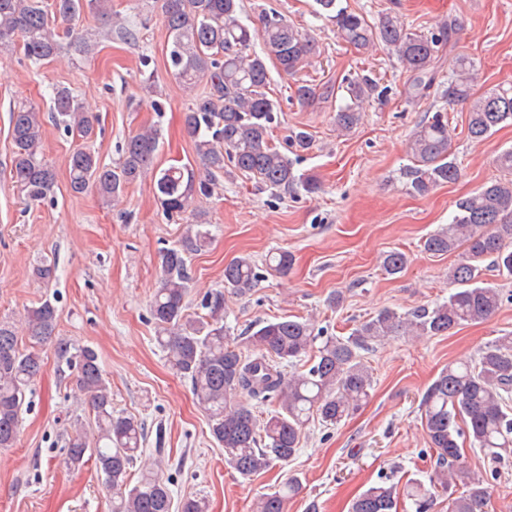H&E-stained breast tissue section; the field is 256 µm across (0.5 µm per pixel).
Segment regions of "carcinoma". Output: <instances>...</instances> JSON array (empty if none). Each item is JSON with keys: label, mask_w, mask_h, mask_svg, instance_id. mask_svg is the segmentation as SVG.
<instances>
[{"label": "carcinoma", "mask_w": 512, "mask_h": 512, "mask_svg": "<svg viewBox=\"0 0 512 512\" xmlns=\"http://www.w3.org/2000/svg\"><path fill=\"white\" fill-rule=\"evenodd\" d=\"M319 11L335 23L338 36L362 50L383 45L411 74L406 94L423 98L435 93L446 104L468 105V136L481 141L498 128L512 125V86L473 96V63L458 58L448 79L437 81L439 52L455 30L443 22L430 35L404 27L390 12L371 23L364 14L349 11L338 0H317ZM104 20L112 18V0H0V50L22 38L24 57L35 67L63 51L58 24H72L85 10ZM168 34L166 58L172 75L192 93L183 117V130L201 160L207 176L186 166L159 169L154 159L159 147L156 129L128 138L122 157L107 166L85 141L94 134L95 118L65 86L52 88L55 120L83 141L68 157L69 189L82 194L96 189L103 204L114 205L124 191L146 175L154 179L157 200L168 215L187 211L198 196L213 193L215 176L245 177L272 189L314 194L320 182L299 174L288 154L271 144L278 124L279 105L268 97V64L292 75L316 53L314 39L288 23L277 10H262L259 28L241 22L240 0H162ZM261 41V51L252 49ZM346 102L335 115L336 129L352 131L364 106L388 89L368 76L347 81ZM46 134L40 108L23 104L11 115V178L32 200L50 195L57 172L41 156ZM305 131L287 136L293 152L310 147ZM451 136L442 111L422 121L412 134L407 153L412 164L403 168L409 190L425 196L438 186L453 183L460 169L451 159ZM507 180L484 184L459 199L456 211L425 238L424 251L433 256L456 255L448 267L454 286L448 299L412 313L385 308L357 326L350 336L326 337L315 354L318 339L309 320H260L244 337L250 353L241 351L238 338L224 324V292L251 293L265 273L287 275L293 263L286 250L272 252L258 265L246 254L224 266V288L203 295L205 314H186L190 280L188 260L211 240L208 224L187 227L180 241L159 255L160 285L150 304L156 341L170 368L190 383L195 402L205 412L210 434L224 448V461L244 478L260 474L275 461L287 462L299 450L303 430L312 420L336 426L366 404L372 374L361 352L398 332L406 336H444L464 324L479 323L501 304L500 289L482 279L489 263L512 275V148L496 159ZM407 265L405 254L390 251L382 261L393 276ZM58 312L48 299L27 310L24 325L30 345L22 348L15 326L0 321V448L15 445L20 418L31 383L40 375V346L54 339ZM59 358L74 372L79 390L94 412V434L80 428L68 441L65 464L78 469L85 457L94 459L97 471L112 495V512H172V491L155 469L131 473L142 453L144 427L137 419L112 410V392L97 352L56 341ZM290 371H284V368ZM247 397L245 403L241 397ZM276 401L277 409L262 417L256 407ZM421 421L436 464L433 485L448 490L466 472L459 440L495 459L512 453V333L487 343L475 359L451 363L423 394ZM300 482L288 478L277 490L256 501L253 512H288V501L299 492ZM412 501L415 512H429L433 499L415 480L403 490L394 484L367 487L352 501L350 512H397L399 497ZM490 495L484 480L469 478L464 494L448 499V512H488ZM178 512H208L203 497L186 496Z\"/></svg>", "instance_id": "carcinoma-1"}]
</instances>
